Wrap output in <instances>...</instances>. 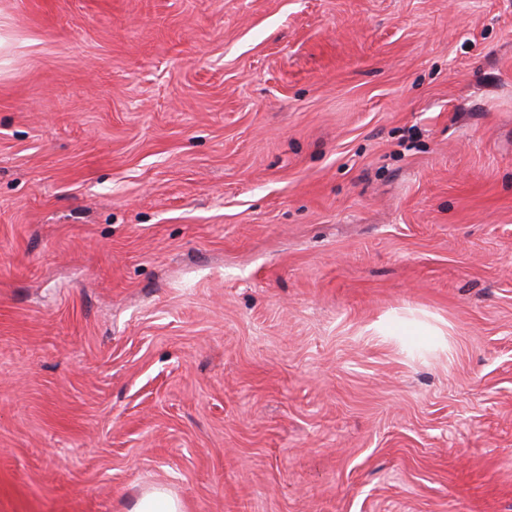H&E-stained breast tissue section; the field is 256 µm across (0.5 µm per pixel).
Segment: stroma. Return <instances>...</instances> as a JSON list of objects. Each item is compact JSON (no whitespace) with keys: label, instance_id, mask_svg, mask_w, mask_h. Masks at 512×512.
<instances>
[{"label":"stroma","instance_id":"35a3bbf8","mask_svg":"<svg viewBox=\"0 0 512 512\" xmlns=\"http://www.w3.org/2000/svg\"><path fill=\"white\" fill-rule=\"evenodd\" d=\"M0 36V512H512V0ZM132 512H183V506L166 487L152 486L142 493Z\"/></svg>","mask_w":512,"mask_h":512}]
</instances>
